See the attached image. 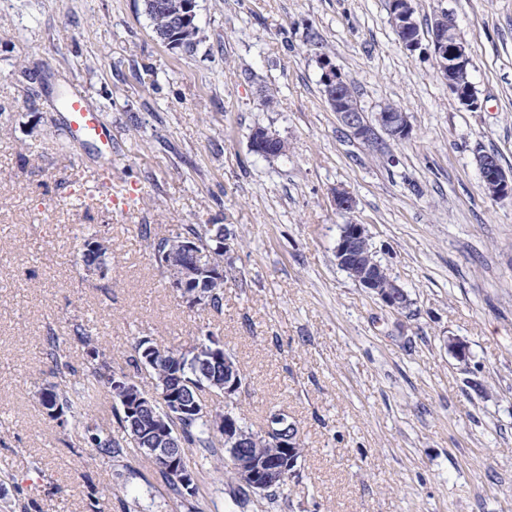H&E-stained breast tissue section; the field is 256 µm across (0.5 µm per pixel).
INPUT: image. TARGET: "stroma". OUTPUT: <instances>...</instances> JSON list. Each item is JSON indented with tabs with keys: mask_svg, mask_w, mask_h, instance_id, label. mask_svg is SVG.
<instances>
[{
	"mask_svg": "<svg viewBox=\"0 0 512 512\" xmlns=\"http://www.w3.org/2000/svg\"><path fill=\"white\" fill-rule=\"evenodd\" d=\"M413 5L425 33L452 14L477 109L429 38L401 46L388 0H197L189 53L156 37L143 0H0V512H122L124 495L131 512H512V198L483 193L475 160L512 171V0ZM325 56L368 117L407 112L410 136L379 153L346 134ZM62 91L110 125V165L69 133ZM259 127L285 155L252 150ZM339 188L354 212H337ZM354 222L408 292L403 312L337 266ZM205 224L230 231L218 312L189 307L153 257V235ZM91 231L109 244L102 276L78 258ZM78 326L147 391L135 337L185 349L213 333L247 385L206 403L257 429L285 413L305 448L298 478L240 508L219 470L182 500L133 449L89 460L36 395L84 379Z\"/></svg>",
	"mask_w": 512,
	"mask_h": 512,
	"instance_id": "obj_1",
	"label": "stroma"
}]
</instances>
